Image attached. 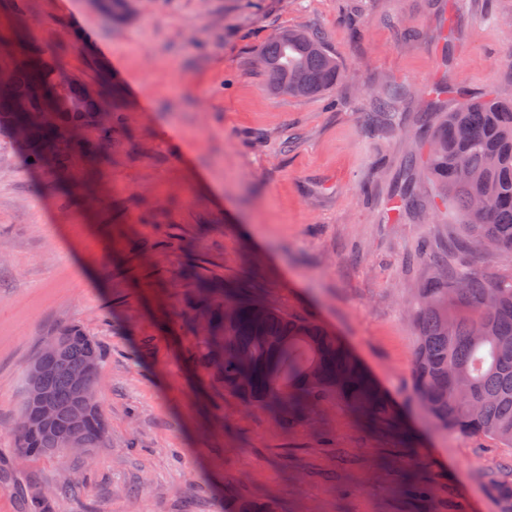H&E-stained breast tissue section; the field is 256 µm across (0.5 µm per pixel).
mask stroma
<instances>
[{
  "label": "stroma",
  "mask_w": 512,
  "mask_h": 512,
  "mask_svg": "<svg viewBox=\"0 0 512 512\" xmlns=\"http://www.w3.org/2000/svg\"><path fill=\"white\" fill-rule=\"evenodd\" d=\"M287 29L323 37L340 69L310 97L271 91L256 65ZM47 49L122 100L93 189L0 148V469L45 489L53 512H512V447L437 426L413 392L412 291L421 242L490 276L512 266L459 251V229L412 158L435 86L512 99V0H137L107 20L91 0H0V46ZM396 122H372L384 86ZM426 207L392 210L404 182ZM244 287L338 336L396 406L405 434L360 426L334 396L281 426L187 357L199 281ZM77 325L97 343L104 441L86 455L16 457L25 368ZM416 472L427 496L407 499Z\"/></svg>",
  "instance_id": "stroma-1"
}]
</instances>
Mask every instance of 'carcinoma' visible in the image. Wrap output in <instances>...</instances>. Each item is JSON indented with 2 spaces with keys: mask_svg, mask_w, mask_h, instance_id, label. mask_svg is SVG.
I'll list each match as a JSON object with an SVG mask.
<instances>
[{
  "mask_svg": "<svg viewBox=\"0 0 512 512\" xmlns=\"http://www.w3.org/2000/svg\"><path fill=\"white\" fill-rule=\"evenodd\" d=\"M110 21L123 18L126 0H100ZM262 67L275 93L308 97L336 83L339 66L322 38L288 30L261 50ZM78 81L33 50L13 69L9 92L0 91V144L15 149L31 166L43 165L42 153H53V167L67 169L74 156L95 165L112 136V111L118 108L107 92L83 105ZM42 90L58 92L59 112L52 125L34 124L27 139L14 138L16 105L25 101L36 110ZM433 111L446 98L457 99L442 122L433 127V141L423 166L437 197L459 212L464 249L486 245L512 263V100L489 91L478 100L460 87L434 91ZM400 92L376 98L375 111L393 120ZM98 125L102 138L72 142L65 131ZM432 275L418 289L410 317L417 345L412 363V388L428 415L441 427L468 436L494 438L512 447V274L489 277L459 263L432 257ZM207 326L190 351L192 362L207 370L225 391L268 412L288 425L306 418L327 395H334L358 419L386 431L398 430L394 408L361 364L327 329L297 314H284L234 289L202 288ZM61 367H51L40 393L23 380V400L15 426L18 455L51 457L63 453L77 436L86 448H97L104 430L100 407L81 403L84 386L96 385L91 372L86 385L71 380L65 367L99 360L94 340L79 326H61ZM53 417L44 421V405ZM26 512H48L51 492L40 487H14ZM237 512H274L262 499L241 501Z\"/></svg>",
  "mask_w": 512,
  "mask_h": 512,
  "instance_id": "cac0c4a2",
  "label": "carcinoma"
}]
</instances>
